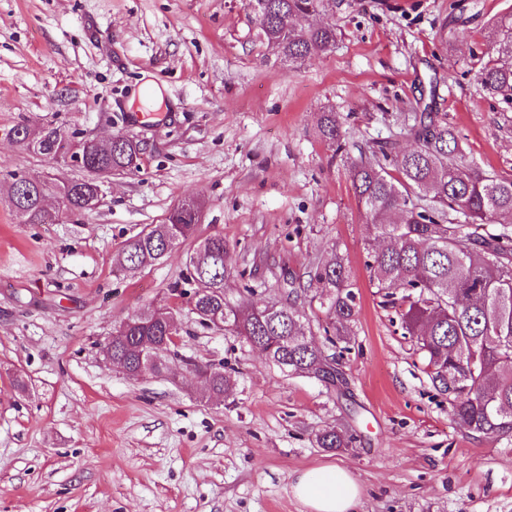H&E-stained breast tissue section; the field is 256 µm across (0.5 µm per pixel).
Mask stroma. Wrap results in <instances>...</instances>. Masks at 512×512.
Wrapping results in <instances>:
<instances>
[{
    "instance_id": "1",
    "label": "stroma",
    "mask_w": 512,
    "mask_h": 512,
    "mask_svg": "<svg viewBox=\"0 0 512 512\" xmlns=\"http://www.w3.org/2000/svg\"><path fill=\"white\" fill-rule=\"evenodd\" d=\"M512 0H329L314 16L331 51L281 62L246 0H0V512H309L294 474L334 463L360 488L355 512H512V446L473 434L404 337L366 267L371 231L346 164L374 143L408 145L405 123L437 113L467 159L512 176V97L486 89L493 21ZM163 91L138 121L143 78ZM343 124L346 155L318 132ZM54 121L141 148L95 211L23 224L4 203L8 173L59 172L9 137ZM203 217L136 274L123 246L186 197ZM219 234L243 280L228 301L292 304L324 342L326 315L304 288L312 263L342 256L357 316L343 383L284 375L228 330L202 325L185 296L186 255ZM177 307V350L236 380L209 400L171 362L133 379L101 346L131 316ZM345 426L355 448L318 447Z\"/></svg>"
}]
</instances>
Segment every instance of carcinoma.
<instances>
[{
    "instance_id": "carcinoma-1",
    "label": "carcinoma",
    "mask_w": 512,
    "mask_h": 512,
    "mask_svg": "<svg viewBox=\"0 0 512 512\" xmlns=\"http://www.w3.org/2000/svg\"><path fill=\"white\" fill-rule=\"evenodd\" d=\"M328 0H248L255 6L258 35L290 64L329 51L336 42L331 26L309 19ZM498 62L482 68L484 87L512 93V19L493 30ZM321 138L335 152L344 151L345 132L334 112L318 125ZM23 152L52 164H67L77 153L115 172L138 170V142L114 135L100 145L68 134L52 122L21 120L13 128ZM419 148L404 151L396 142L373 150L374 160L348 158L359 211L384 246L368 248L367 267L383 297L400 307L403 328L415 352L432 368V380L448 393L457 423L473 433L512 444V177L489 173L461 153L458 136L432 112H423L407 128ZM8 204L23 224H47L43 200L56 196L72 215L89 211L100 183L86 173L58 179L10 174ZM496 224L491 232L487 225ZM190 224L173 213L166 222L141 231L127 242L118 271L136 272L158 263L166 251L182 245ZM187 280L194 284L188 302L218 316L224 329L248 345L262 347L268 361L289 375H311L329 391L340 371L314 339L304 312L271 302L261 308L233 306L224 298V281L234 267L221 235L205 239L186 258ZM327 314L325 334L349 335L355 293L344 260L336 257L308 271ZM168 341L164 321L154 313L134 316L112 334L115 365L135 377L142 347L161 348ZM210 389L224 393L231 376L210 368ZM321 448H351L356 437L329 428L317 436Z\"/></svg>"
}]
</instances>
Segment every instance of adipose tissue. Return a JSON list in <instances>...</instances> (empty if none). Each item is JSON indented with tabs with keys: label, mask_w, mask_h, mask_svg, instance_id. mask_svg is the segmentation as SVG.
<instances>
[{
	"label": "adipose tissue",
	"mask_w": 512,
	"mask_h": 512,
	"mask_svg": "<svg viewBox=\"0 0 512 512\" xmlns=\"http://www.w3.org/2000/svg\"><path fill=\"white\" fill-rule=\"evenodd\" d=\"M291 491L310 512H352L360 494L350 472L336 464L297 474Z\"/></svg>",
	"instance_id": "obj_1"
}]
</instances>
